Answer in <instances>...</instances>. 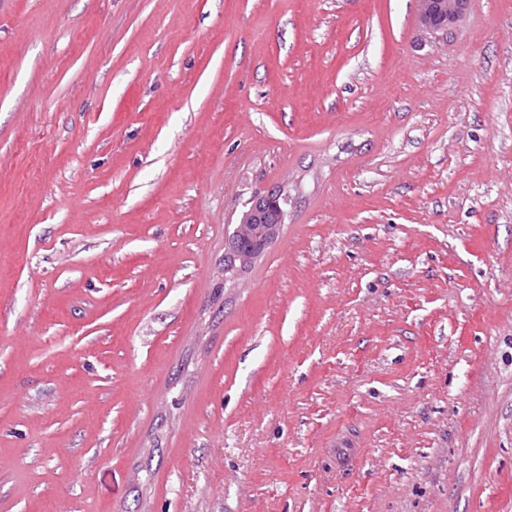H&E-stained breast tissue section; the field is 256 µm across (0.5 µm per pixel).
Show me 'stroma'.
Listing matches in <instances>:
<instances>
[{
    "mask_svg": "<svg viewBox=\"0 0 512 512\" xmlns=\"http://www.w3.org/2000/svg\"><path fill=\"white\" fill-rule=\"evenodd\" d=\"M0 512H512V0H0ZM419 3L418 20L428 31H438L442 26L437 22L440 12L445 13L448 25L456 21L466 10L468 0H416ZM241 213L239 222L247 224H234L232 231H227L225 248L231 241L237 240L240 236L253 239L258 247L274 239L281 232L283 224L288 220V201L280 199H258L254 197L247 202ZM272 224V225H257Z\"/></svg>",
    "mask_w": 512,
    "mask_h": 512,
    "instance_id": "1",
    "label": "stroma"
}]
</instances>
